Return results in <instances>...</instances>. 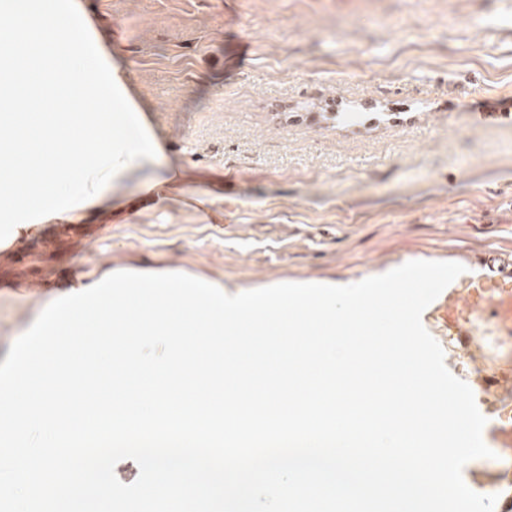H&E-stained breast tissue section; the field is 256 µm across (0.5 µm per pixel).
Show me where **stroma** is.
<instances>
[{"label": "stroma", "instance_id": "1", "mask_svg": "<svg viewBox=\"0 0 512 512\" xmlns=\"http://www.w3.org/2000/svg\"><path fill=\"white\" fill-rule=\"evenodd\" d=\"M186 193L46 224L0 258V362L46 300L112 269L347 282L512 248V7L484 0H75Z\"/></svg>", "mask_w": 512, "mask_h": 512}]
</instances>
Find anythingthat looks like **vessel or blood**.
Wrapping results in <instances>:
<instances>
[{
  "label": "vessel or blood",
  "mask_w": 512,
  "mask_h": 512,
  "mask_svg": "<svg viewBox=\"0 0 512 512\" xmlns=\"http://www.w3.org/2000/svg\"><path fill=\"white\" fill-rule=\"evenodd\" d=\"M434 318L448 328L449 345L467 349L474 336L489 330L512 336V253L480 252L448 286ZM471 390L480 413L493 422L488 434L497 448L512 447V417H502L501 389L489 379L473 381Z\"/></svg>",
  "instance_id": "obj_1"
}]
</instances>
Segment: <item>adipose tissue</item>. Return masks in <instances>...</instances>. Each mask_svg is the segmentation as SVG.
Segmentation results:
<instances>
[{
	"mask_svg": "<svg viewBox=\"0 0 512 512\" xmlns=\"http://www.w3.org/2000/svg\"><path fill=\"white\" fill-rule=\"evenodd\" d=\"M72 0H0V236L82 224L132 185L171 199L185 180L129 102L122 73L85 50ZM62 103L40 112L35 103Z\"/></svg>",
	"mask_w": 512,
	"mask_h": 512,
	"instance_id": "adipose-tissue-1",
	"label": "adipose tissue"
}]
</instances>
